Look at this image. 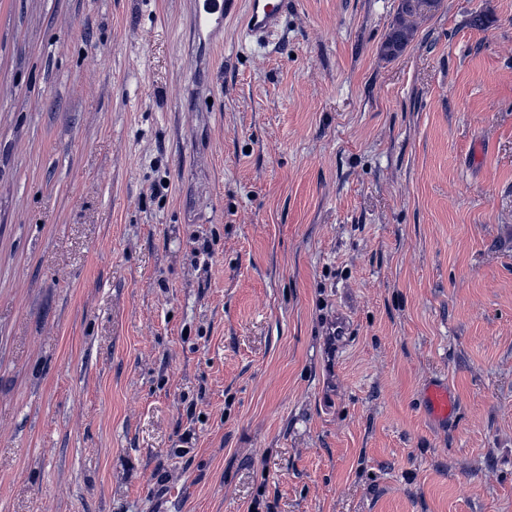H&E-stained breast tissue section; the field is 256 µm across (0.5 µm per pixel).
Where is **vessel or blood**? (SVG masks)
Here are the masks:
<instances>
[{"label":"vessel or blood","instance_id":"b4317fda","mask_svg":"<svg viewBox=\"0 0 512 512\" xmlns=\"http://www.w3.org/2000/svg\"><path fill=\"white\" fill-rule=\"evenodd\" d=\"M245 5L242 31L254 44L268 43L280 28L289 0H188L190 14L198 37L214 40L224 30V20L236 2ZM430 415L446 421L454 418L457 402L447 383L431 384L424 392Z\"/></svg>","mask_w":512,"mask_h":512}]
</instances>
